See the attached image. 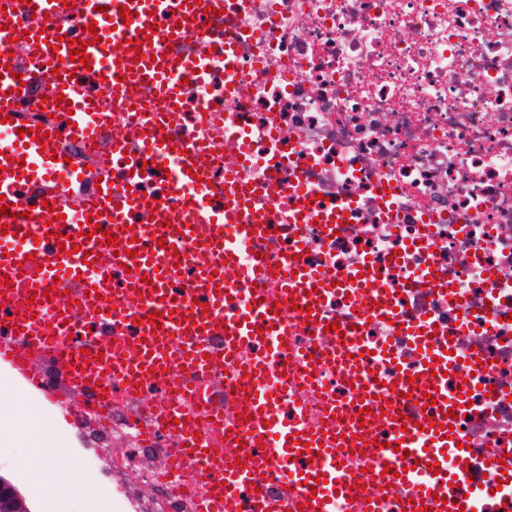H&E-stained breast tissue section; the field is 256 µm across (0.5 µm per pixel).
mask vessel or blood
Returning a JSON list of instances; mask_svg holds the SVG:
<instances>
[{"mask_svg": "<svg viewBox=\"0 0 512 512\" xmlns=\"http://www.w3.org/2000/svg\"><path fill=\"white\" fill-rule=\"evenodd\" d=\"M175 0H27L26 8L0 13V113L7 116L6 130L12 136L0 144V167L6 174L0 179V195L11 203L10 215L0 214V226L9 225L7 235H0V312L11 317V335L0 334V363L24 364L33 369V353L44 354L57 361L65 372L75 373L78 364L93 360L105 381L118 380L135 384L145 373L162 372L170 359L188 363L193 368L184 386L191 391H202L216 421L224 419V400L217 396V380L213 369L224 361H236L237 345L247 341L254 329H262L267 351L261 362L247 366L250 375L258 376L266 369L267 361L280 356L284 334L282 314L272 309L252 306L244 310L225 312V302L232 287L215 268L202 267L192 287L179 285L178 271L168 265L161 252L142 246L126 232L131 213L150 208L161 209L159 196H144L134 192L140 181L142 155H149L160 168L155 177L164 182L183 200L184 225L163 227L153 223L147 226V235L164 239L167 246L185 248L198 234L200 225H207L212 234L206 247L219 259L235 263L237 245L225 240L221 227L237 225L240 238L250 232L267 234L272 224L264 215L247 212L249 192L240 188L222 197L220 202L209 201L208 177L203 150L176 138L166 137L162 126L169 120L161 112L153 124L139 128L138 145L112 137V115L101 108L87 85L101 80L115 84L117 76L150 82L152 88L167 96H175L179 86L198 64L194 59H177L166 52L165 43H176L202 35L207 25L208 10L219 7L222 0H182L184 12L179 22H172ZM129 9V18H121L120 10ZM97 26L98 34H89V26ZM25 37L36 50L56 53L63 60L59 76L42 79L33 71L24 69L19 60L10 58L6 49L9 39ZM86 42L89 64L69 61L68 43L73 39ZM72 102L71 110L58 106L59 99ZM53 132L52 142L39 143L34 128ZM92 142L97 146L100 161L86 167L79 160H68L67 143ZM55 212L54 224H31V217ZM96 216L100 233L86 237L83 226L76 224L75 213ZM35 226L37 243L29 252H19L17 246L28 226ZM107 232L116 233L117 242L108 246L103 242ZM71 235L78 250L66 254L59 250L60 235ZM128 267L127 288L137 291L144 287V279H151L150 295L144 296L139 308L125 307L120 297L122 290L104 288L101 279L110 274L112 265ZM281 288L283 295H294L301 306L312 309V321H319L322 301L331 284L314 270L290 259ZM72 291L88 290L92 294L109 291L114 300L113 316L125 323H137L140 340L131 351V363L113 362L111 349L97 342L87 346L85 353L75 351L69 343L67 325L75 320H92L95 308L84 303L80 311L62 306L61 321L48 324L42 319H25L15 313V300L21 295L50 290L53 283ZM159 314L163 326L161 335H154L149 313ZM221 333L224 344L213 347V333ZM29 341L32 354L17 350L13 337ZM176 341L178 353L169 357L167 344ZM436 364L422 370L416 383L399 381L395 388L365 378L361 381L363 400L374 399L386 407L384 426L388 446L372 448L377 466L398 468L399 479L415 483V475L403 467L404 456H424L431 462L443 459L444 452L455 450L456 442L448 430L453 420L443 417L440 410H432L420 425L406 423L402 417L405 396L417 390L442 396L443 373L447 369V354L436 351ZM248 405L252 419L246 429H232L234 438L248 447L257 448V441L267 438V421L272 420L270 400L261 392H252ZM257 456L266 468L284 470L292 454L317 458V468L296 475L288 486L283 501L290 507L310 504L313 512H327L329 489L347 493V474L340 465V456L331 439L319 432L305 437L281 439L279 447L257 448ZM252 467H241L237 461H226L219 475L218 485L212 486L214 498L220 499L223 512H240L242 494L251 490ZM447 476L438 473L424 482L416 504L407 512H459L464 498L456 502L446 500Z\"/></svg>", "mask_w": 512, "mask_h": 512, "instance_id": "vessel-or-blood-1", "label": "vessel or blood"}]
</instances>
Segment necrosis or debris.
Here are the masks:
<instances>
[{
	"mask_svg": "<svg viewBox=\"0 0 512 512\" xmlns=\"http://www.w3.org/2000/svg\"><path fill=\"white\" fill-rule=\"evenodd\" d=\"M231 2L222 23L234 55L203 38L178 45L202 69L177 105L141 87L121 91L113 128L132 138L139 113L177 109L175 133L209 146L216 193L231 179L250 187L272 223H289L303 200L344 206L347 223L298 227L302 262L345 282L323 305L327 323L358 326L361 371L388 383L421 367L427 351L347 300L359 269L397 298L398 323L436 326L435 344L452 345L448 402L470 446L466 461H448L452 492L468 495L474 512H512V0ZM238 248V265L224 271L239 290L230 308L274 299L279 242ZM285 319L288 350L250 381L280 423L297 432L332 423L350 438L359 427L377 431L375 419H360L319 329L297 310ZM180 382L148 378L137 393L113 385L107 411L83 394L87 422L121 445L112 497L125 512H206L223 456L246 455ZM33 388L32 402H13L3 387L0 400L30 421L64 408L49 375ZM175 407L213 449L191 466L172 463L182 439L165 416ZM344 451L358 487L331 500L330 512H358L365 495L381 496L380 512H403L402 492L371 481L356 446ZM488 452L505 456L506 472L486 467ZM130 470L148 494L121 482Z\"/></svg>",
	"mask_w": 512,
	"mask_h": 512,
	"instance_id": "obj_1",
	"label": "necrosis or debris"
}]
</instances>
